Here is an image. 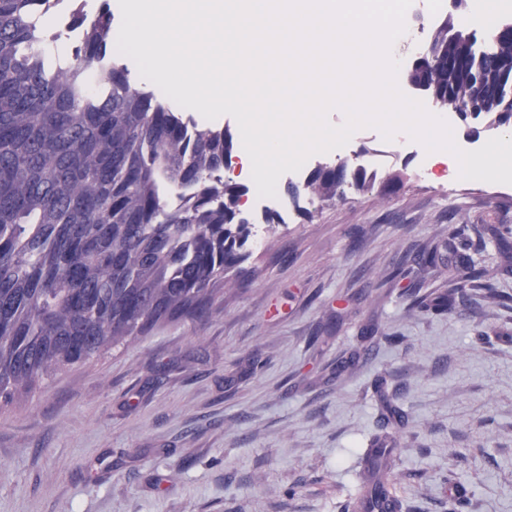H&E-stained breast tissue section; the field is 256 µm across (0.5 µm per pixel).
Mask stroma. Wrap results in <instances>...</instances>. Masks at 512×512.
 Segmentation results:
<instances>
[{"label": "stroma", "instance_id": "stroma-1", "mask_svg": "<svg viewBox=\"0 0 512 512\" xmlns=\"http://www.w3.org/2000/svg\"><path fill=\"white\" fill-rule=\"evenodd\" d=\"M349 152L376 184L300 197L209 312L0 404V512H344L378 434L403 512L452 491L456 512H512V185L421 178L423 148L371 128ZM468 268L481 286L411 312Z\"/></svg>", "mask_w": 512, "mask_h": 512}]
</instances>
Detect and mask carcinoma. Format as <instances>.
I'll list each match as a JSON object with an SVG mask.
<instances>
[{
    "label": "carcinoma",
    "instance_id": "carcinoma-1",
    "mask_svg": "<svg viewBox=\"0 0 512 512\" xmlns=\"http://www.w3.org/2000/svg\"><path fill=\"white\" fill-rule=\"evenodd\" d=\"M0 0V402L9 404L67 366L82 364L150 328L209 310L224 274L253 236L240 208L246 188L224 180L235 141L227 126L194 124L136 87L112 52V15L90 18L68 0L80 31L72 55L35 3ZM465 32L436 25L424 64L405 80L435 91L441 111L512 126V30L498 31L484 76L471 75ZM455 72L448 74V61ZM376 180L346 160L320 162L308 194L330 201ZM468 269L442 302L448 307ZM380 438L358 454L362 484L381 501L391 490Z\"/></svg>",
    "mask_w": 512,
    "mask_h": 512
}]
</instances>
